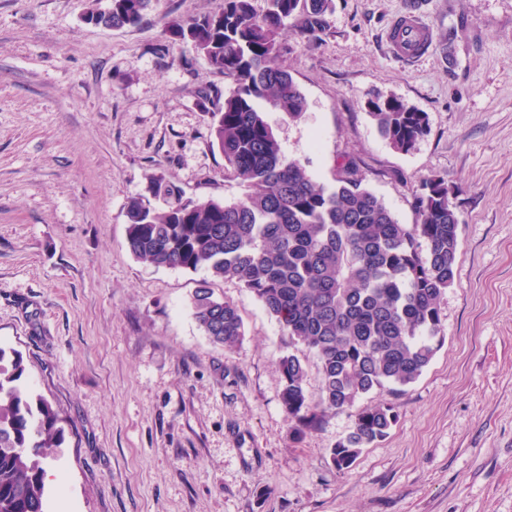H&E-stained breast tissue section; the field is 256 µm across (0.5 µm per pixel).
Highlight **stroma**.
Segmentation results:
<instances>
[{
  "instance_id": "obj_1",
  "label": "stroma",
  "mask_w": 512,
  "mask_h": 512,
  "mask_svg": "<svg viewBox=\"0 0 512 512\" xmlns=\"http://www.w3.org/2000/svg\"><path fill=\"white\" fill-rule=\"evenodd\" d=\"M93 2L0 0V341L65 419L50 512H512V0H334L316 40L286 36L279 63L308 107L265 112L287 157L326 185L354 158L402 224L424 178L458 189L445 342L416 382L360 399L391 404L397 422L345 472L329 450L352 414L297 437L280 405L281 353L304 360L314 398L316 357L231 277L212 289L245 338L212 344L192 315L198 274L126 245L125 207L148 174L189 197L245 192L200 98L232 82L165 31L220 0H155L122 29L88 23ZM413 3L435 45L407 64L386 33ZM375 95L428 114L410 151L379 135Z\"/></svg>"
}]
</instances>
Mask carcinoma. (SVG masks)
I'll return each instance as SVG.
<instances>
[{
  "label": "carcinoma",
  "instance_id": "1",
  "mask_svg": "<svg viewBox=\"0 0 512 512\" xmlns=\"http://www.w3.org/2000/svg\"><path fill=\"white\" fill-rule=\"evenodd\" d=\"M153 0H107L86 20L120 29L139 25ZM221 0L202 16L167 23L172 42H189L233 88L212 108L213 145L224 170L248 188L225 202L186 198L173 182L148 175V197L126 205V243L139 261L203 273L192 297L199 327L215 345L237 348L245 333L237 307L214 298L210 280L234 277L276 320L289 345L319 361L318 400L305 387L306 366L291 352L278 359L280 402L294 432L318 429L375 390L413 384L445 342L439 301L454 285L460 215L448 180H423L417 222L401 224L363 185L356 162L340 164L336 184L317 183L286 157L261 103L299 119L304 94L275 59L286 26L311 39L329 26L333 0ZM369 115L396 151L414 147L428 114L403 101L374 97ZM21 354L0 345V512H47L45 463L64 437V418L20 383ZM397 421L378 404L354 413L349 433L330 449L344 472L361 449L386 438Z\"/></svg>",
  "mask_w": 512,
  "mask_h": 512
}]
</instances>
